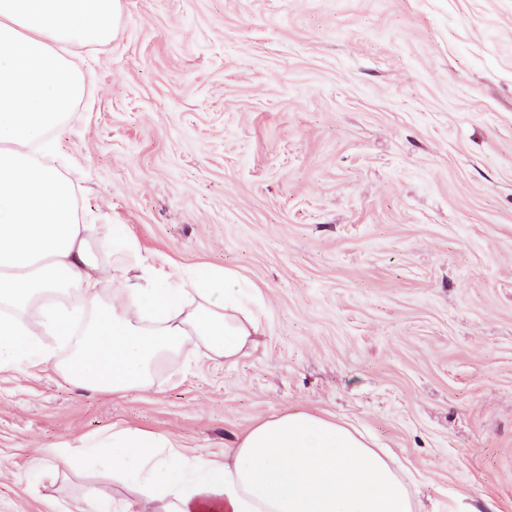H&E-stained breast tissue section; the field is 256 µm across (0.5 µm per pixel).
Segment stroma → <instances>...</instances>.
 <instances>
[{"mask_svg":"<svg viewBox=\"0 0 512 512\" xmlns=\"http://www.w3.org/2000/svg\"><path fill=\"white\" fill-rule=\"evenodd\" d=\"M73 53L58 153L96 265L127 225L157 270L231 272L264 334L124 395L1 371L0 512L139 495L30 473L40 449L136 427L220 460L295 407L365 427L418 512H512V0H121Z\"/></svg>","mask_w":512,"mask_h":512,"instance_id":"obj_1","label":"stroma"}]
</instances>
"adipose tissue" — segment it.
<instances>
[{
  "instance_id": "obj_1",
  "label": "adipose tissue",
  "mask_w": 512,
  "mask_h": 512,
  "mask_svg": "<svg viewBox=\"0 0 512 512\" xmlns=\"http://www.w3.org/2000/svg\"><path fill=\"white\" fill-rule=\"evenodd\" d=\"M120 9L0 0V371L51 367L115 394L148 387L185 350L235 363L263 333L244 290L226 287L229 273L156 271L124 225L112 227L111 269L94 266L72 186L42 160L85 92L70 48L110 41ZM42 458L73 471L110 465L145 489L152 512H416L410 483L364 431L302 408L258 421L220 462L129 427Z\"/></svg>"
}]
</instances>
